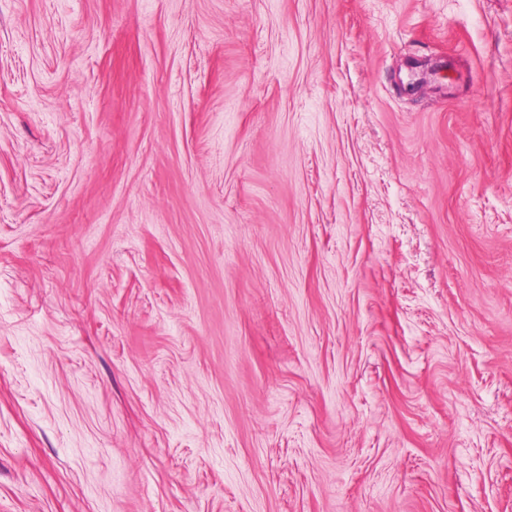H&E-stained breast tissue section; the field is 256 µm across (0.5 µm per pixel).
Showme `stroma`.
<instances>
[{"label":"stroma","mask_w":512,"mask_h":512,"mask_svg":"<svg viewBox=\"0 0 512 512\" xmlns=\"http://www.w3.org/2000/svg\"><path fill=\"white\" fill-rule=\"evenodd\" d=\"M0 512H512V0H0Z\"/></svg>","instance_id":"obj_1"}]
</instances>
